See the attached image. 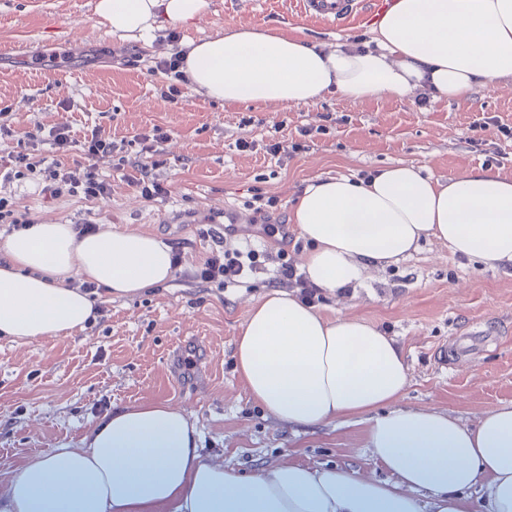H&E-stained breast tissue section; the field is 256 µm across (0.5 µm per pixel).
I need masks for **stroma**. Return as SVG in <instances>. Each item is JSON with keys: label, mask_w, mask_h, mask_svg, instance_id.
<instances>
[{"label": "stroma", "mask_w": 512, "mask_h": 512, "mask_svg": "<svg viewBox=\"0 0 512 512\" xmlns=\"http://www.w3.org/2000/svg\"><path fill=\"white\" fill-rule=\"evenodd\" d=\"M294 0H211L191 27L173 25L152 47L116 45L96 24L95 0H0V119L16 132L12 149L34 126L69 125L64 148L41 142L38 155L71 164L87 130L128 139L161 126L165 161L154 175L168 197L142 199L114 172L120 158L96 164L112 176L110 195L46 203L31 182L7 186L16 214L35 222L79 224L145 233L180 246L186 263L167 283L133 297H102L96 322L65 338H0V496L29 461L81 441L106 414L139 402L183 409L201 435L202 451L227 466L255 471L280 463H347L356 473L384 477L356 420L297 430L273 420L250 397L234 370V340L251 306L273 291L271 271L219 287L192 276L214 249L206 229L235 232L227 245L251 242L276 256L287 246L294 265L308 249L296 225L287 242L264 237L248 203L275 196L288 217L316 177H355L399 162L447 180L490 166L512 178V83L479 89L462 101L379 99L351 103L329 95L313 106L231 105L184 94L162 96L156 61L180 39L204 38L228 24L283 32L301 30L325 43L364 41L367 24L336 28L301 16ZM495 118L486 126V118ZM252 142L240 150L239 141ZM279 143L278 153L268 144ZM325 317L354 316L394 336L408 365L400 403L436 408L466 423L512 403V268H491L422 241L411 256L368 273L361 285L324 292Z\"/></svg>", "instance_id": "1"}]
</instances>
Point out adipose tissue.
Masks as SVG:
<instances>
[{"label": "adipose tissue", "instance_id": "obj_1", "mask_svg": "<svg viewBox=\"0 0 512 512\" xmlns=\"http://www.w3.org/2000/svg\"><path fill=\"white\" fill-rule=\"evenodd\" d=\"M209 0H96L99 26L124 43H152L188 26ZM182 72L192 96L235 104L309 106L333 94L358 103L415 92L467 99L512 77V0H394L362 44L313 42L299 32L230 24L191 40ZM291 220L312 247L302 268L328 291L360 284L421 240L447 243L489 266L512 265V179L482 168L438 180L411 163L368 179L319 177ZM170 246L152 235L41 223L0 246V335L64 337L94 319L70 278L130 297L173 276ZM239 378L278 422L312 429L365 421V445L389 476L298 463L245 473L202 455L184 410L127 405L82 447L26 464L0 512H512V404L467 424L399 401L408 382L392 337L349 316L324 318L283 291L251 308L235 341ZM482 496H473L474 488Z\"/></svg>", "mask_w": 512, "mask_h": 512}]
</instances>
